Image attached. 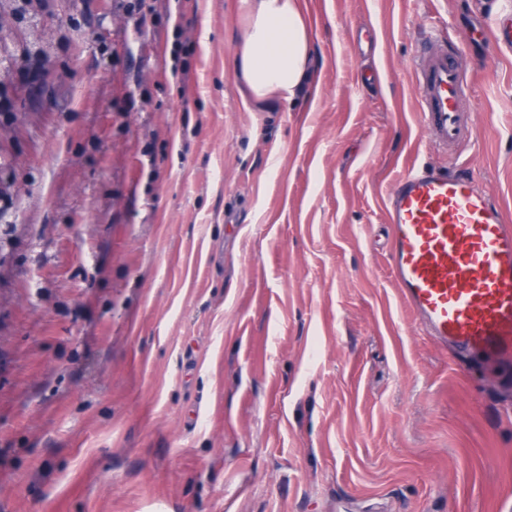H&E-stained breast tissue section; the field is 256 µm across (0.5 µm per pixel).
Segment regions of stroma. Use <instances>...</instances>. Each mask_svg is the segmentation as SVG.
<instances>
[{
    "instance_id": "stroma-1",
    "label": "stroma",
    "mask_w": 512,
    "mask_h": 512,
    "mask_svg": "<svg viewBox=\"0 0 512 512\" xmlns=\"http://www.w3.org/2000/svg\"><path fill=\"white\" fill-rule=\"evenodd\" d=\"M131 2L54 0L46 95L0 73V512H512V400L400 302L381 211L445 162L427 27L512 222V0H301L292 105L234 75L241 0ZM413 61V82L421 121L431 142L444 154L458 159L476 142L473 114L465 105L471 76L457 60L455 45L426 31Z\"/></svg>"
}]
</instances>
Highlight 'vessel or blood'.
Wrapping results in <instances>:
<instances>
[{
    "label": "vessel or blood",
    "mask_w": 512,
    "mask_h": 512,
    "mask_svg": "<svg viewBox=\"0 0 512 512\" xmlns=\"http://www.w3.org/2000/svg\"><path fill=\"white\" fill-rule=\"evenodd\" d=\"M413 82L434 146L455 158L471 149L470 76L456 47L427 33ZM382 214L393 284L423 331L512 382V225L499 203L474 178L424 162L398 178Z\"/></svg>",
    "instance_id": "vessel-or-blood-1"
}]
</instances>
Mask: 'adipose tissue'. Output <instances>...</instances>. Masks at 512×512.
<instances>
[{
    "label": "adipose tissue",
    "instance_id": "1",
    "mask_svg": "<svg viewBox=\"0 0 512 512\" xmlns=\"http://www.w3.org/2000/svg\"><path fill=\"white\" fill-rule=\"evenodd\" d=\"M244 41L236 72L259 100L297 102L311 87L314 48L299 0H243Z\"/></svg>",
    "mask_w": 512,
    "mask_h": 512
}]
</instances>
